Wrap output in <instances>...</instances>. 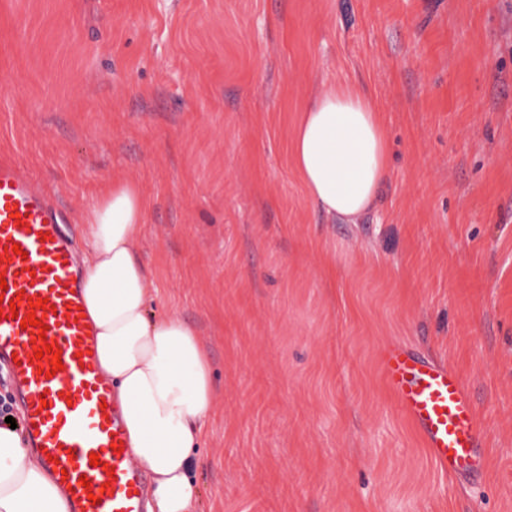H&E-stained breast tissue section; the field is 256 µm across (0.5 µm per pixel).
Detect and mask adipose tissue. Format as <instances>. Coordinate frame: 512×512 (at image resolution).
I'll use <instances>...</instances> for the list:
<instances>
[{
  "instance_id": "ef3b65f1",
  "label": "adipose tissue",
  "mask_w": 512,
  "mask_h": 512,
  "mask_svg": "<svg viewBox=\"0 0 512 512\" xmlns=\"http://www.w3.org/2000/svg\"><path fill=\"white\" fill-rule=\"evenodd\" d=\"M291 155L318 209L350 224L374 205L390 171L381 113L366 91L336 84L303 108ZM147 213L146 199L126 183L113 185L84 213L81 287L130 453L152 479L147 512H196L191 456L212 407V370L196 330L155 309L159 290L134 250ZM0 512H71L21 433L5 428Z\"/></svg>"
}]
</instances>
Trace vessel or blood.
Masks as SVG:
<instances>
[{
    "label": "vessel or blood",
    "mask_w": 512,
    "mask_h": 512,
    "mask_svg": "<svg viewBox=\"0 0 512 512\" xmlns=\"http://www.w3.org/2000/svg\"><path fill=\"white\" fill-rule=\"evenodd\" d=\"M60 224V212L32 178L14 159L0 157V274L7 282L0 288V363L10 368L27 444L72 512H146L147 479L125 451L121 411L97 359L82 271ZM34 299L45 307L31 309ZM31 314L36 324H27ZM56 356L63 363L57 372ZM381 369L437 470L463 483L481 477L487 432L459 375L394 343L384 347Z\"/></svg>",
    "instance_id": "1"
}]
</instances>
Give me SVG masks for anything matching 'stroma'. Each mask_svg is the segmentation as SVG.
<instances>
[{
	"mask_svg": "<svg viewBox=\"0 0 512 512\" xmlns=\"http://www.w3.org/2000/svg\"><path fill=\"white\" fill-rule=\"evenodd\" d=\"M336 82L383 112L390 175L348 224L291 157ZM81 214L115 183L135 251L206 347L199 512H512V0H0V154ZM450 365L483 480L435 468L385 344Z\"/></svg>",
	"mask_w": 512,
	"mask_h": 512,
	"instance_id": "stroma-1",
	"label": "stroma"
}]
</instances>
